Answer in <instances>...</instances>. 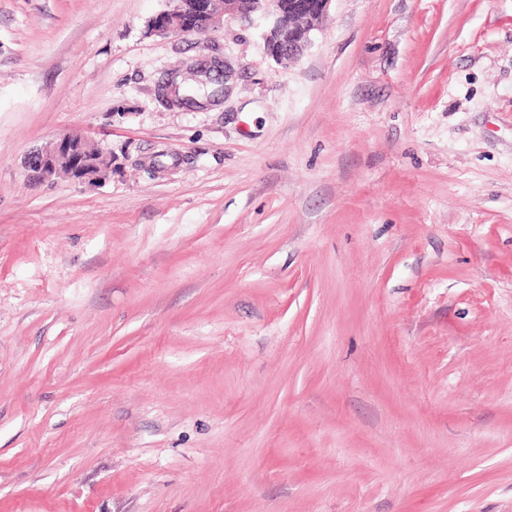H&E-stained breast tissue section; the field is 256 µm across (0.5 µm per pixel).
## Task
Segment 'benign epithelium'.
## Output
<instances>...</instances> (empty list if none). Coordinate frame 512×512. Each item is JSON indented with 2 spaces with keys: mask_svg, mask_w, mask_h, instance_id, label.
I'll return each mask as SVG.
<instances>
[{
  "mask_svg": "<svg viewBox=\"0 0 512 512\" xmlns=\"http://www.w3.org/2000/svg\"><path fill=\"white\" fill-rule=\"evenodd\" d=\"M331 0H320L313 5L309 0H224V10L213 9V0H175L173 8L150 18V32L158 35L203 34L217 27L226 17L250 18L258 12L272 17L264 34L268 54L284 65L302 55L312 44L311 24L315 15H322ZM28 166L43 179L69 172L75 166L81 171L80 179L103 177L112 171V152L99 149L91 157L84 154L82 139L62 135L52 146L31 152Z\"/></svg>",
  "mask_w": 512,
  "mask_h": 512,
  "instance_id": "7a95c632",
  "label": "benign epithelium"
}]
</instances>
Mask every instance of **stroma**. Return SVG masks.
Masks as SVG:
<instances>
[{
    "label": "stroma",
    "instance_id": "obj_1",
    "mask_svg": "<svg viewBox=\"0 0 512 512\" xmlns=\"http://www.w3.org/2000/svg\"><path fill=\"white\" fill-rule=\"evenodd\" d=\"M172 5L0 0V512H512V0ZM214 0H175L173 8L150 18V32L158 35L203 34L217 27L226 16L241 19L268 13L272 23L264 34L268 54L280 65L297 59L312 44L313 16H321L332 0H224V10L212 7ZM249 8V9H248ZM315 11L314 14L312 12ZM84 145L81 138L65 134L58 137L49 148L31 152L27 164L43 179L69 172L75 166L82 172L80 180L103 177L112 171L111 151L101 148L89 157L84 154Z\"/></svg>",
    "mask_w": 512,
    "mask_h": 512
}]
</instances>
